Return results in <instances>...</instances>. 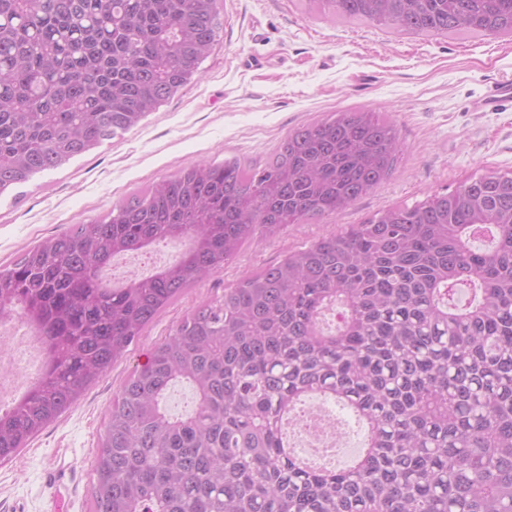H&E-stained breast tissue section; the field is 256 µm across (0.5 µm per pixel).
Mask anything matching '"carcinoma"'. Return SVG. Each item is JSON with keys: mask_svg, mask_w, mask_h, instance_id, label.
I'll return each mask as SVG.
<instances>
[{"mask_svg": "<svg viewBox=\"0 0 512 512\" xmlns=\"http://www.w3.org/2000/svg\"><path fill=\"white\" fill-rule=\"evenodd\" d=\"M308 2L415 33L512 34V0ZM220 30L216 0H0V195L137 125ZM402 153L392 121L337 112L262 167L198 164L1 267L0 322L30 323L47 362L0 411V462L244 244L345 209ZM175 239L152 274L104 276ZM184 382L194 409L171 417L162 400ZM319 394L367 425L348 469L282 454ZM95 474L92 512H512V173L324 235L187 312L112 401Z\"/></svg>", "mask_w": 512, "mask_h": 512, "instance_id": "carcinoma-1", "label": "carcinoma"}]
</instances>
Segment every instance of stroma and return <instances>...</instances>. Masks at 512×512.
I'll use <instances>...</instances> for the list:
<instances>
[{
	"label": "stroma",
	"mask_w": 512,
	"mask_h": 512,
	"mask_svg": "<svg viewBox=\"0 0 512 512\" xmlns=\"http://www.w3.org/2000/svg\"><path fill=\"white\" fill-rule=\"evenodd\" d=\"M216 5L220 39L189 84L131 129L0 195V266L194 165L232 157L264 165L289 133L338 111L391 119L404 144L401 159L387 180L339 214L287 225L272 239L256 237L189 288L79 406L0 465V512H90L112 399L140 355L188 310L319 236L484 174L512 173V103L493 112L478 108L495 83L512 80L511 35L416 34L327 16L306 0ZM333 411L344 432L338 470L354 463L367 428L341 405Z\"/></svg>",
	"instance_id": "obj_1"
}]
</instances>
